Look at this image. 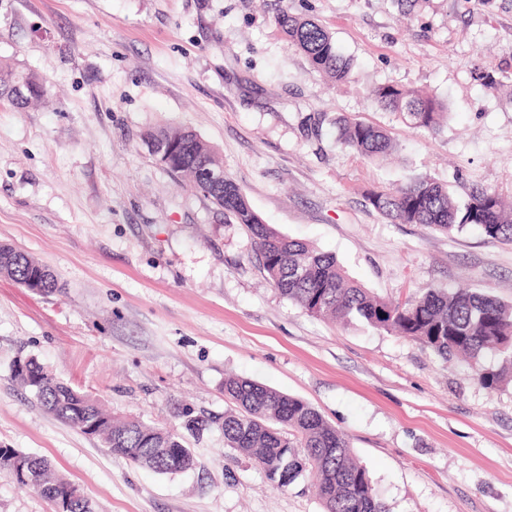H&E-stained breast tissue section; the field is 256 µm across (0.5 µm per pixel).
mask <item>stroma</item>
I'll list each match as a JSON object with an SVG mask.
<instances>
[{
	"instance_id": "stroma-1",
	"label": "stroma",
	"mask_w": 512,
	"mask_h": 512,
	"mask_svg": "<svg viewBox=\"0 0 512 512\" xmlns=\"http://www.w3.org/2000/svg\"><path fill=\"white\" fill-rule=\"evenodd\" d=\"M352 62L337 83L274 28L278 0H0V57L44 79L26 110L0 102V243L61 291L0 277V448L48 459L95 512H323L312 476L279 488L224 443L185 435L195 464L157 474L64 423L14 376L30 358L118 419L180 428L223 417L224 379L309 402L349 438L390 512H512V382L479 362L307 314L259 270L253 239L169 173L146 131L185 127L216 152L265 224L332 253L375 295L465 282L512 303V242L477 228L391 224L366 200L424 175L459 203L512 201V0H290ZM394 85L434 96L436 131L382 110ZM347 117L395 146L368 162L337 140ZM0 512H55L0 470Z\"/></svg>"
}]
</instances>
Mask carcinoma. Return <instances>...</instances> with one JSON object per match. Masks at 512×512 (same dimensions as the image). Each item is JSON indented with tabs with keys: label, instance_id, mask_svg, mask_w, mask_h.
<instances>
[{
	"label": "carcinoma",
	"instance_id": "1",
	"mask_svg": "<svg viewBox=\"0 0 512 512\" xmlns=\"http://www.w3.org/2000/svg\"><path fill=\"white\" fill-rule=\"evenodd\" d=\"M273 23L315 70L336 81L350 78L351 63L338 53L325 26L296 15L286 4L273 15ZM46 93V84L37 74L15 60L0 59V100L23 110ZM375 98L382 109L400 112L412 125L428 131L436 130L445 115L438 100L393 85L379 86ZM338 130L341 144L368 161L378 160L392 148L389 136L378 126L345 120ZM145 138L152 146L168 141L183 144L180 163L170 169L172 173L195 180L199 168L220 166L213 151L189 129L150 130ZM194 188L248 229L266 280L309 314L344 324L356 320L410 337L445 361L458 355L476 360L485 351L495 350L504 355L502 367L477 371V380L490 388L512 380V304L463 284L422 288L403 303L386 301L348 278L334 255L263 223L234 180L224 178L222 195L197 182ZM367 200L392 224H428L446 232L472 225L488 238L512 242V212L495 191L477 190L461 208L446 186L416 176L386 190H373ZM37 264L29 254L16 253L9 265L0 267V275L21 285L25 276L37 271L43 292L63 288L49 268ZM15 376L34 389L43 407L59 420L81 431L87 423L96 422V438L113 454L161 474L192 467L191 450L177 432L138 420L112 421L91 397L58 380L33 359L17 362ZM224 395L235 405L224 413V442L254 457L273 485L287 487L310 469L317 474L314 491L324 512H389L367 470L354 460L347 435L330 425L310 403L238 377L224 379ZM180 417L194 436L212 423L191 413ZM0 469L8 470L19 484L42 497L62 503L63 512H93L85 496L69 498L74 484L52 475L51 465L43 457L0 448Z\"/></svg>",
	"mask_w": 512,
	"mask_h": 512
}]
</instances>
